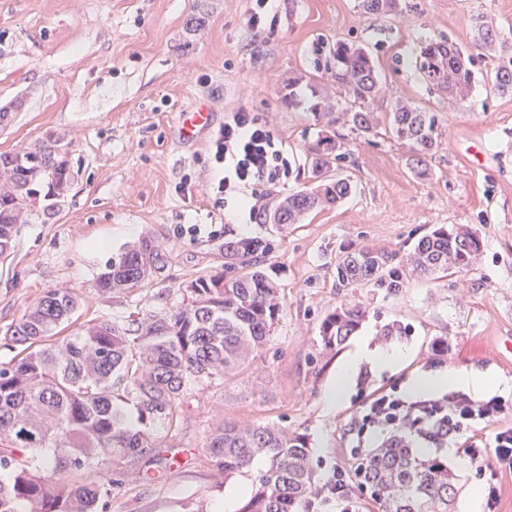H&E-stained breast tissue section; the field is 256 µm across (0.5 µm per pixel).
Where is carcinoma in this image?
<instances>
[{"mask_svg": "<svg viewBox=\"0 0 512 512\" xmlns=\"http://www.w3.org/2000/svg\"><path fill=\"white\" fill-rule=\"evenodd\" d=\"M362 14L377 18L398 9V0H358ZM474 39L488 45L497 35L475 20ZM324 70L332 72L344 100L331 103L328 91L301 79L288 81L283 102L290 108L329 117L360 136L373 132L378 118L370 109L381 82L373 53L338 41L324 50ZM502 61L487 76L498 93L512 92V46L503 42ZM415 68L432 89L455 100L468 96L475 79L474 57L449 38H427ZM397 139L414 154L419 176L438 147L436 116L397 100L388 112ZM345 135L308 149L311 186L275 201L263 213L268 224H298L308 214L333 207L353 190L349 179L331 172L344 158ZM33 151L0 154V263L13 250L16 227L26 221L40 197L61 195L67 170H33ZM482 240L461 227H439L421 237L405 257L366 247L350 249L336 267L338 285H371L390 294L407 275L435 278L468 270ZM270 247L255 239L224 242V264L240 274L190 283V301L171 313H144L121 322L99 320L55 340L79 305L70 289L46 292L3 339L21 347L22 356L0 365V512H107L112 479L67 478L96 462L153 455L177 421L191 379L224 375L249 360L267 342L280 312L279 288L264 269ZM165 268L164 254L149 237L112 256L96 279L97 291L119 297L147 284ZM364 311L339 307L324 319L320 338L328 349L342 346L360 327ZM453 430L450 419L438 431H409L378 448L357 453L354 476L370 490L381 512H451L458 488L448 464L425 453L439 448ZM207 449L224 475L246 474L251 481L240 512H316L325 484L336 474H318L308 437L273 423L225 422L209 436ZM261 467H255V463Z\"/></svg>", "mask_w": 512, "mask_h": 512, "instance_id": "obj_1", "label": "carcinoma"}]
</instances>
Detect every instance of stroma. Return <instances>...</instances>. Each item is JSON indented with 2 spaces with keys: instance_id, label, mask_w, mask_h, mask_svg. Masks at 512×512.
<instances>
[{
  "instance_id": "obj_1",
  "label": "stroma",
  "mask_w": 512,
  "mask_h": 512,
  "mask_svg": "<svg viewBox=\"0 0 512 512\" xmlns=\"http://www.w3.org/2000/svg\"><path fill=\"white\" fill-rule=\"evenodd\" d=\"M358 0H274L279 22L252 29V0H0V153L33 148L56 134L73 182L40 200L19 225L0 265V332L45 292L70 288L80 306L75 325L136 311L169 313L188 301L186 285L224 271L228 238L270 245L265 267L282 311L248 368L190 382L175 429L163 439L161 463L113 465L109 512H237L234 491L246 475L225 476L210 459L209 434L222 422H270L309 438L323 469L350 471L351 429L382 395L405 399L414 369L479 367L512 379V93L477 83L467 101L429 91L411 63L420 42L441 34L473 47L474 15L512 35V0H399L398 12L370 19ZM383 88L373 107L401 97L435 113L439 147L420 177L408 146L388 125L349 141L338 171L356 190L339 206L298 224L259 223L277 198L308 186L307 150L339 125L283 105L293 77L331 85L315 68L321 44L373 46ZM213 114L194 139L180 114L198 105ZM244 110L267 118L291 163L275 185L247 187L221 199L211 186L224 171L210 148L214 128ZM463 224L483 246L472 267L429 280L413 276L394 295L339 287L336 265L351 247L404 252L437 227ZM152 237L165 255L163 273L120 298L98 294L95 281L113 253ZM339 306L365 312L339 349H325L320 327ZM407 328L399 343L411 363L369 369L340 407L325 396L340 362L359 340L383 346L382 327ZM494 416L449 440L448 468L460 488L454 512L484 496L489 468L460 454L468 441L492 443L512 429V391L488 394Z\"/></svg>"
}]
</instances>
